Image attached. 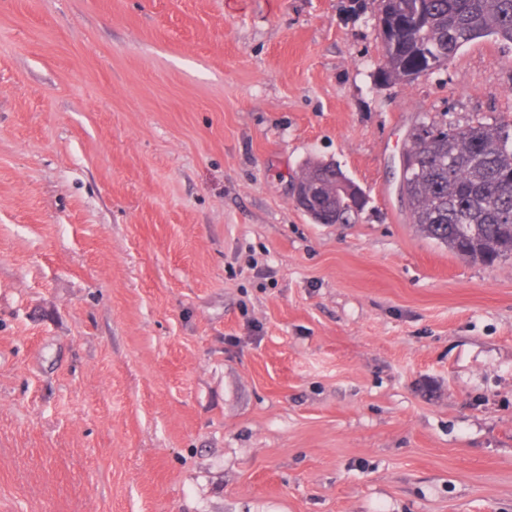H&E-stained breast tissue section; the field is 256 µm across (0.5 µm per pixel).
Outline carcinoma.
<instances>
[{
    "label": "carcinoma",
    "instance_id": "obj_1",
    "mask_svg": "<svg viewBox=\"0 0 512 512\" xmlns=\"http://www.w3.org/2000/svg\"><path fill=\"white\" fill-rule=\"evenodd\" d=\"M381 83H413L484 37L512 44V0H377ZM410 170L402 187L412 223L426 237L472 262L512 255V123L422 121L409 132ZM366 195L336 197V223L347 224Z\"/></svg>",
    "mask_w": 512,
    "mask_h": 512
}]
</instances>
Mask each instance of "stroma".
Listing matches in <instances>:
<instances>
[{"instance_id": "stroma-1", "label": "stroma", "mask_w": 512, "mask_h": 512, "mask_svg": "<svg viewBox=\"0 0 512 512\" xmlns=\"http://www.w3.org/2000/svg\"><path fill=\"white\" fill-rule=\"evenodd\" d=\"M380 54L376 0H0V512H512V257L398 191L512 48ZM336 169V174H340L349 179L333 163L323 162L322 168L311 174L302 173L298 179L294 190V201L297 206L304 209L300 203H311L317 207L321 201L333 202L336 200V209L334 212L336 224H348L352 217L363 211L367 205L366 195L361 191V198L354 199L348 203L345 198L336 196V180H328L326 171ZM351 180V179H349Z\"/></svg>"}]
</instances>
